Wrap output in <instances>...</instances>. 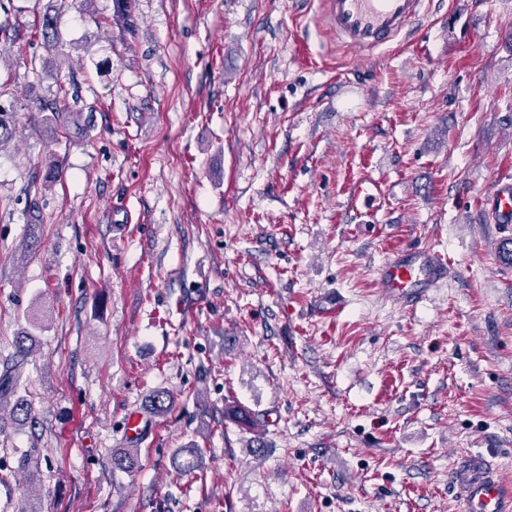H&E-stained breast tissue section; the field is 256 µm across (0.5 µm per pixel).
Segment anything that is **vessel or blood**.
<instances>
[{"mask_svg":"<svg viewBox=\"0 0 512 512\" xmlns=\"http://www.w3.org/2000/svg\"><path fill=\"white\" fill-rule=\"evenodd\" d=\"M428 0H323L327 29L344 48L369 53L395 42L427 15ZM488 203L501 223L512 222V183H496ZM448 267L428 247L392 250L378 274L384 297L410 308L446 281ZM461 512H512V490L483 456L464 457L456 468Z\"/></svg>","mask_w":512,"mask_h":512,"instance_id":"1","label":"vessel or blood"}]
</instances>
